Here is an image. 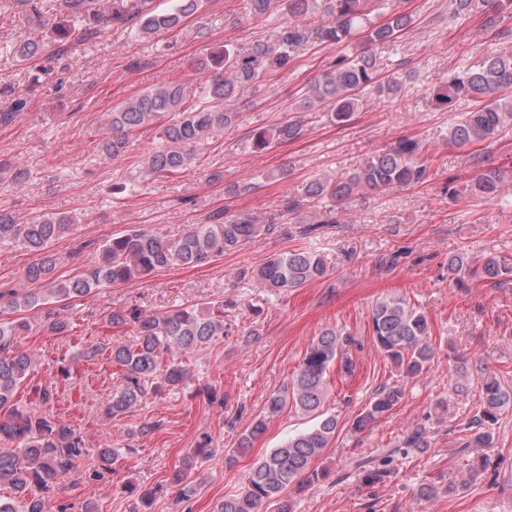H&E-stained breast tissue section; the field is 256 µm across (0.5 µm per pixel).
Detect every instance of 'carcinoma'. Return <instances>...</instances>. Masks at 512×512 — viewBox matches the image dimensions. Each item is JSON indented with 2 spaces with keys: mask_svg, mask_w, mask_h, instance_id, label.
<instances>
[{
  "mask_svg": "<svg viewBox=\"0 0 512 512\" xmlns=\"http://www.w3.org/2000/svg\"><path fill=\"white\" fill-rule=\"evenodd\" d=\"M317 0H249L254 16L271 15L286 10L288 21L279 25L271 42L244 51L226 44L197 62L198 71L206 74L204 97L193 107L185 106L184 89L176 83H163L123 101L109 113L111 135L100 144L102 155L115 159L126 152L131 133L164 121L160 143L141 160L145 176L174 175L186 170L202 145L224 135L234 126L239 113L233 103L257 89L259 79L270 70L288 67L298 52L315 43L338 46L360 34L371 45H384L408 29L411 17L397 14L388 22L374 26L369 22L370 0H324L330 21L318 25L306 22ZM94 0H61L62 10L86 22V31H98L101 12L93 9ZM204 0H175L168 11H158L151 0H112L108 21L133 24L142 37L157 36L178 29L184 19L195 15ZM512 0H452L450 18L479 12L485 26L495 29L502 22L504 5ZM371 89L384 97L401 91L395 77L379 78L375 55L361 50L352 55H338L336 60L311 82L303 98L307 108L317 104L331 107L335 120L344 123L359 108V94ZM461 100L477 107L462 113L448 127L447 142L463 148L473 143L495 141L507 126H512V52L488 56L477 69H463L448 77L431 91V104L446 109ZM170 120H165V117ZM300 120H288L274 128H260L252 135L255 152H267L300 136ZM425 144L402 137L387 150L366 158L351 172L333 178H317L307 192L313 197H327L342 204L368 191L386 187H404L421 181L426 172L420 157ZM506 175L489 168L448 188L455 197L466 193L472 197L502 201ZM276 218L262 224L257 217L244 213L232 220L220 213L210 224H199L173 244L138 230L116 234L103 246V261L89 271L65 280L54 276L53 262L45 255L27 267L25 280L39 284L37 293H11L8 307L15 311L34 308L41 301L64 302L90 295L101 288L129 284L173 265L196 267L239 248L254 237L272 230ZM72 228L70 219L61 214L38 215L20 224L10 213L0 212V241H14L24 248L42 252L54 240ZM448 269L455 274L483 278L498 285L512 281V260L488 255L478 265L459 254L448 259ZM328 263L323 255L310 250H292L270 257L255 269L241 272L273 294L301 288L327 275ZM236 303L219 298L201 313L193 307H181L163 313H148L138 306L115 309L108 316L112 328L130 325L133 342H92L82 345L76 359L61 358L58 374L71 378L75 362L95 364L108 361L122 374V383L105 405L102 414L112 420L164 390H174L188 381L189 371L183 358L207 348L224 338L230 324L226 314ZM371 329L379 350L399 369L403 379H413L428 371L436 351L426 316L400 298L379 301L372 312ZM32 330L23 319L0 320V485L14 491V497L0 499V512H50V498L60 486L79 472V461L93 454L98 467L88 469V478L102 480L112 472L123 448L106 441L90 451L83 435L71 426L35 410L55 400L53 385L33 381L35 356L18 346V339ZM349 340L335 329L323 330L306 351L290 383L272 393L262 417L242 434L237 454L253 447L266 430V421L285 407L309 416L313 424L289 437L279 447L259 459L245 477L243 490L218 501L213 512H257V506L269 500L278 503V512H292L290 491L299 490L319 479L312 468L314 461L330 447L336 435L337 420L322 411L326 396L327 373L332 364L345 374L354 372V362L345 346ZM404 397L398 383L387 386L354 421L361 430L379 416L391 411ZM512 407V387L501 383L491 373H481L478 414L471 422L467 447L491 448L492 426L500 413ZM219 449L204 437L183 459L176 474L179 495L185 502L198 494L194 473L204 462L218 456Z\"/></svg>",
  "mask_w": 512,
  "mask_h": 512,
  "instance_id": "1",
  "label": "carcinoma"
}]
</instances>
